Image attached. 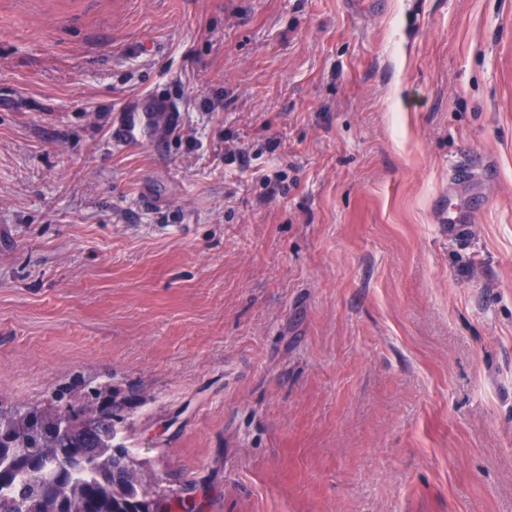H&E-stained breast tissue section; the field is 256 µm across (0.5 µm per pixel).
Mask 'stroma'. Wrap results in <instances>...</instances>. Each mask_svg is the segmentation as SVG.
Returning a JSON list of instances; mask_svg holds the SVG:
<instances>
[{
	"label": "stroma",
	"instance_id": "obj_1",
	"mask_svg": "<svg viewBox=\"0 0 512 512\" xmlns=\"http://www.w3.org/2000/svg\"><path fill=\"white\" fill-rule=\"evenodd\" d=\"M345 2L0 0V399L137 393L193 512H512V0ZM145 120L157 129V138L166 139L180 128L183 114L170 100L154 93L132 98L109 129L113 148L128 154L145 150L147 145L141 136Z\"/></svg>",
	"mask_w": 512,
	"mask_h": 512
}]
</instances>
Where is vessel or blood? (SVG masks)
Returning a JSON list of instances; mask_svg holds the SVG:
<instances>
[{
  "mask_svg": "<svg viewBox=\"0 0 512 512\" xmlns=\"http://www.w3.org/2000/svg\"><path fill=\"white\" fill-rule=\"evenodd\" d=\"M151 122L158 138L173 135L183 122V114L170 100L153 93L130 99L110 127L113 148L128 154L145 150L141 131L144 122Z\"/></svg>",
  "mask_w": 512,
  "mask_h": 512,
  "instance_id": "b4317fda",
  "label": "vessel or blood"
}]
</instances>
